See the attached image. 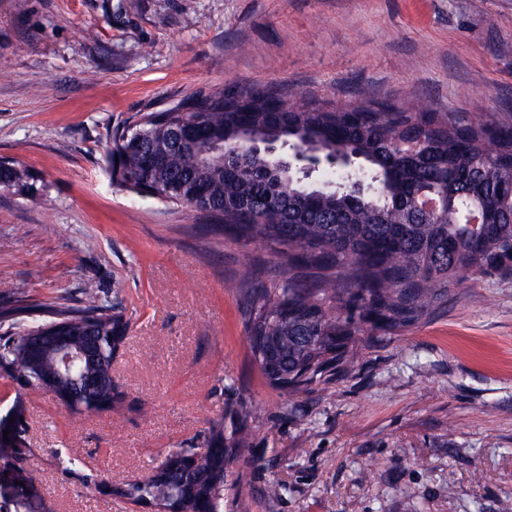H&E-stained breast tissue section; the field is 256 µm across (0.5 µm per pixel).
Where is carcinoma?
I'll return each instance as SVG.
<instances>
[{
    "label": "carcinoma",
    "mask_w": 512,
    "mask_h": 512,
    "mask_svg": "<svg viewBox=\"0 0 512 512\" xmlns=\"http://www.w3.org/2000/svg\"><path fill=\"white\" fill-rule=\"evenodd\" d=\"M271 88L199 90L176 105L141 114L112 130L106 164L112 182L164 204L199 212L205 227L246 243H270L281 288L256 282L253 264L227 284L242 298L250 347L269 383L301 393L323 375L358 360L353 337L366 326L392 334L438 305L465 271H512V125L471 123L436 112H407L365 99L338 112L305 102L281 111ZM286 154L360 158L380 186L378 203L316 180L287 186L246 134ZM0 189L39 194L20 162L0 161ZM448 200L439 215H418L417 195ZM482 211L474 234L462 217ZM42 319L33 318L34 313ZM0 370L84 414L116 400L112 361L130 318L119 301L93 289L72 306L18 305L0 310ZM64 332L71 349L94 337L92 356L57 369V349L32 361L26 338ZM251 407L238 413V437L208 430L197 464L174 462L154 478L111 493L152 512H224V469L250 435Z\"/></svg>",
    "instance_id": "carcinoma-1"
}]
</instances>
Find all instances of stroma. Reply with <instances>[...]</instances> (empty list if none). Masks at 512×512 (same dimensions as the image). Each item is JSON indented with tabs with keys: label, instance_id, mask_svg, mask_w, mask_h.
Listing matches in <instances>:
<instances>
[{
	"label": "stroma",
	"instance_id": "1",
	"mask_svg": "<svg viewBox=\"0 0 512 512\" xmlns=\"http://www.w3.org/2000/svg\"><path fill=\"white\" fill-rule=\"evenodd\" d=\"M245 84L512 124V0H0V158L44 187L0 190V306L97 288L131 319L111 410L71 414L0 371V419L23 412L40 492L53 512H146L108 486L204 447L211 422L232 441L252 406L224 512H505L512 272L466 273L395 334L362 328L357 363L293 394L262 374L227 286L251 262L279 288L270 245L112 183L114 127Z\"/></svg>",
	"mask_w": 512,
	"mask_h": 512
}]
</instances>
